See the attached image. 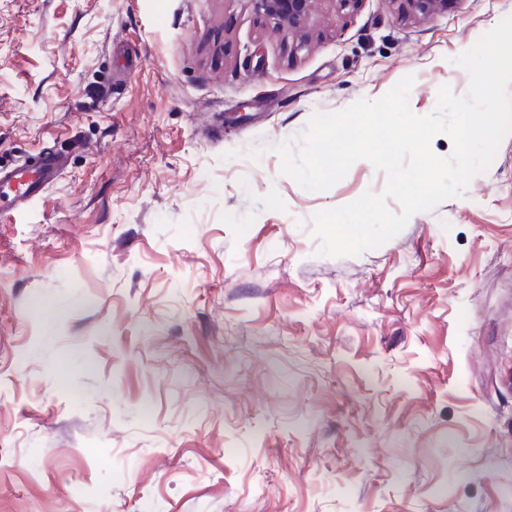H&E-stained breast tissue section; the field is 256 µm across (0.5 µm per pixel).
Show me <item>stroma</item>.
<instances>
[{
    "mask_svg": "<svg viewBox=\"0 0 512 512\" xmlns=\"http://www.w3.org/2000/svg\"><path fill=\"white\" fill-rule=\"evenodd\" d=\"M512 0L422 21L316 0H0V163L67 166L0 223V512H512V134L379 248L319 252L275 145L452 57ZM259 16L271 20L277 27L303 38L312 9V0H254Z\"/></svg>",
    "mask_w": 512,
    "mask_h": 512,
    "instance_id": "1",
    "label": "stroma"
}]
</instances>
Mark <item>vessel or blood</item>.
<instances>
[{
	"label": "vessel or blood",
	"mask_w": 512,
	"mask_h": 512,
	"mask_svg": "<svg viewBox=\"0 0 512 512\" xmlns=\"http://www.w3.org/2000/svg\"><path fill=\"white\" fill-rule=\"evenodd\" d=\"M65 169L62 153L44 149L29 161L0 166V219L19 213L54 184Z\"/></svg>",
	"instance_id": "obj_1"
}]
</instances>
